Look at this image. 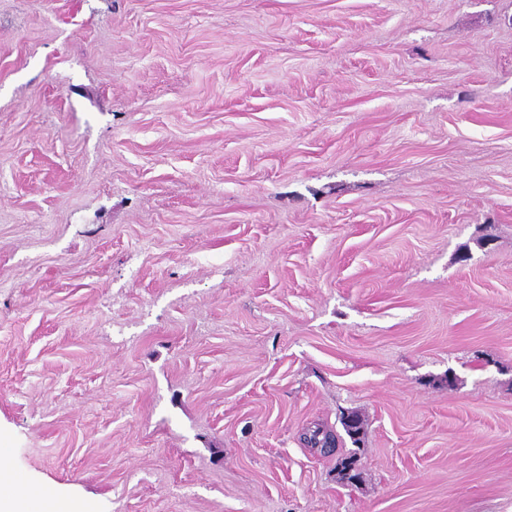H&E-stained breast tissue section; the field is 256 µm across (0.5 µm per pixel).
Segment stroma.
Wrapping results in <instances>:
<instances>
[{
	"mask_svg": "<svg viewBox=\"0 0 512 512\" xmlns=\"http://www.w3.org/2000/svg\"><path fill=\"white\" fill-rule=\"evenodd\" d=\"M0 435L90 512H512V0H0Z\"/></svg>",
	"mask_w": 512,
	"mask_h": 512,
	"instance_id": "1",
	"label": "stroma"
}]
</instances>
